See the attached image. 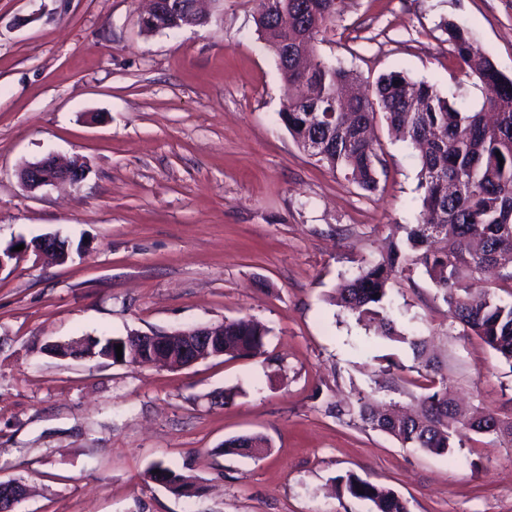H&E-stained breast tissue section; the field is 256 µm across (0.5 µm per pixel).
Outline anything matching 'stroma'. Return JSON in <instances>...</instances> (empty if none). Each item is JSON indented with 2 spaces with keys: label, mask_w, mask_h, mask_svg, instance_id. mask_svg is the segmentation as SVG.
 Returning a JSON list of instances; mask_svg holds the SVG:
<instances>
[{
  "label": "stroma",
  "mask_w": 512,
  "mask_h": 512,
  "mask_svg": "<svg viewBox=\"0 0 512 512\" xmlns=\"http://www.w3.org/2000/svg\"><path fill=\"white\" fill-rule=\"evenodd\" d=\"M141 0H0V245L67 241L56 263L0 269V480L15 512H373L337 494L348 474L393 489L410 512H512V448L474 435L448 454L402 446L337 405L379 388L408 345L356 322L332 296L415 223L417 154L386 121L384 171L367 192L298 148L279 119L283 82L252 0H220L177 32L139 25ZM455 21L512 76V0H345L318 45L372 81L390 71L453 88ZM49 154L79 158L80 183L34 192L17 176ZM389 299L405 335L431 336L464 404L512 417V366L451 323L422 271ZM252 317L257 358L170 370L52 358L50 342L167 333ZM231 389L232 401L214 402ZM260 434V457L226 439ZM192 477L187 498L146 479ZM155 469H159V472H163L166 474L169 485L165 482H160L158 484L163 485L167 488L170 487V485H171L172 486L171 490L176 493H178L180 490H183V489H186V490L191 489V490H189V492H191V493L195 492L194 494H196L198 492L199 487H196V484L191 479V477L186 476L181 473H177L173 469H171L167 466H164L162 463H156L148 469L147 476L150 480L153 481L155 479L156 473H153V470H155ZM193 488H195V490ZM179 493H182V492H179Z\"/></svg>",
  "instance_id": "stroma-1"
}]
</instances>
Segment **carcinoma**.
<instances>
[{
    "mask_svg": "<svg viewBox=\"0 0 512 512\" xmlns=\"http://www.w3.org/2000/svg\"><path fill=\"white\" fill-rule=\"evenodd\" d=\"M338 11L332 0H256L254 21L261 38L277 58L285 92L293 94L302 80L305 102H288L279 113L302 150L319 139L315 161L360 188L378 187L381 160L374 125L383 118L412 148L420 161V210L417 223L391 225L389 250L382 260L336 288L337 305L365 323H377L386 338L406 343L413 352L415 372L422 378L419 410L399 415L376 407L357 393L345 410L366 427L384 432L402 445L445 455L471 433H492L512 447V418L487 409L464 410L448 393L441 361L421 336L408 338L396 328L387 298L397 280H409L423 268L452 322L467 335L479 337L512 366V78L504 75L476 45L469 32L452 21L445 24L455 57L469 70L479 90L478 106L465 104L463 94L442 93L427 81H414L401 71L380 75L371 97L360 93V78L339 63L322 59L300 70L296 58H283L285 46L307 50L333 30ZM504 162H499V159ZM268 328L247 316L224 321V353L243 358L265 353ZM122 337L93 339L86 352L108 359ZM56 357L78 354L70 342L42 348ZM166 474L172 491L196 487L191 477L156 463L147 471ZM338 490L372 503L374 512H409L407 502L392 489L353 474L338 479Z\"/></svg>",
    "mask_w": 512,
    "mask_h": 512,
    "instance_id": "1",
    "label": "carcinoma"
}]
</instances>
